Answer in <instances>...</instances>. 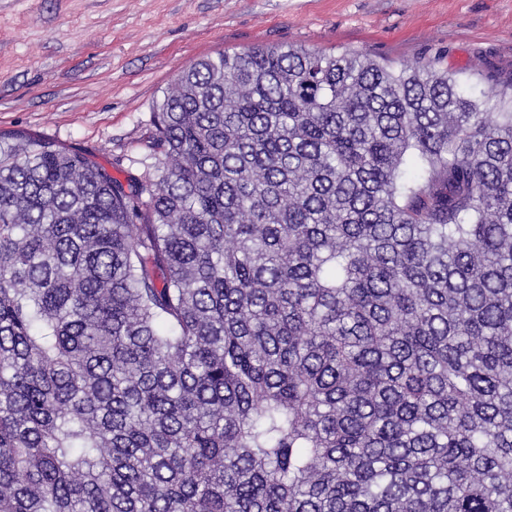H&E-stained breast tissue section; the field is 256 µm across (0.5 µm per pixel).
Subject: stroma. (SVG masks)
Masks as SVG:
<instances>
[{
    "label": "stroma",
    "mask_w": 512,
    "mask_h": 512,
    "mask_svg": "<svg viewBox=\"0 0 512 512\" xmlns=\"http://www.w3.org/2000/svg\"><path fill=\"white\" fill-rule=\"evenodd\" d=\"M275 45L430 61L485 101L512 80V0H0V130L83 148L122 180L181 70Z\"/></svg>",
    "instance_id": "stroma-1"
}]
</instances>
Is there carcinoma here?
Instances as JSON below:
<instances>
[{
	"instance_id": "cac0c4a2",
	"label": "carcinoma",
	"mask_w": 512,
	"mask_h": 512,
	"mask_svg": "<svg viewBox=\"0 0 512 512\" xmlns=\"http://www.w3.org/2000/svg\"><path fill=\"white\" fill-rule=\"evenodd\" d=\"M295 46L182 70L125 180L0 132V512H512V110Z\"/></svg>"
}]
</instances>
